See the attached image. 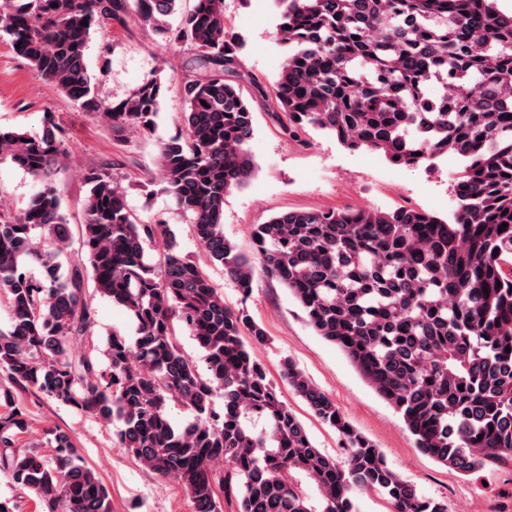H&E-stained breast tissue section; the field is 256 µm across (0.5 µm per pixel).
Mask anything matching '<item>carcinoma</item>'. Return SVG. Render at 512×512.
Here are the masks:
<instances>
[{
  "instance_id": "obj_1",
  "label": "carcinoma",
  "mask_w": 512,
  "mask_h": 512,
  "mask_svg": "<svg viewBox=\"0 0 512 512\" xmlns=\"http://www.w3.org/2000/svg\"><path fill=\"white\" fill-rule=\"evenodd\" d=\"M32 2L0 0V37L115 127L153 123L163 85L152 75L120 104H106L85 62L92 31L137 24L193 51L197 66L179 88L184 132L160 144L152 182L209 261L244 293L260 265L438 463L471 474L512 459V14L496 0H277L284 11L276 40L291 51L262 94L286 131L327 130L345 148L407 167L448 153L465 166L450 221L405 206L288 211L253 227L248 258L222 226L225 194L254 171L245 149L253 112L226 78L239 60L224 30V0H194L174 29L162 21L181 0ZM434 83L442 93L431 92ZM64 154L51 115L39 135L0 130V162L40 184L23 213L0 211V295L10 313L0 328L8 381L0 384V472L18 489L47 512H111L107 488L68 434L53 433L49 456L20 444L28 420L15 395L31 389L122 422L120 444L142 467L177 480L195 512H223L222 497L232 495L239 512H355V489L386 497L394 512H446L391 470L287 360L283 378L336 430L348 459L340 465L315 448L252 357L265 329L224 304L203 269L180 254L171 225L131 213L107 167L85 173L81 250L70 251L58 191ZM90 287L124 308L134 328L132 337L106 339L105 370L71 353L94 325ZM177 325L204 352L205 372L181 350ZM172 404L187 412L184 424L171 421ZM293 470L318 486L320 509L288 480Z\"/></svg>"
}]
</instances>
